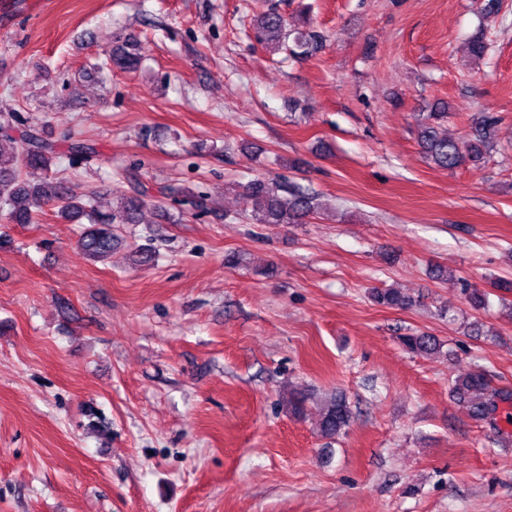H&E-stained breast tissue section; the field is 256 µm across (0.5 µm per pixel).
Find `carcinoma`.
Instances as JSON below:
<instances>
[{
    "label": "carcinoma",
    "mask_w": 512,
    "mask_h": 512,
    "mask_svg": "<svg viewBox=\"0 0 512 512\" xmlns=\"http://www.w3.org/2000/svg\"><path fill=\"white\" fill-rule=\"evenodd\" d=\"M258 39L273 48L283 44L288 20L277 10L270 9L254 19ZM468 53L482 58L488 50L487 33L481 32L467 43ZM140 53L121 48L113 53L112 63L124 70L138 67ZM444 112H429L417 123V140L427 158L444 169H455L468 161L478 162L490 147L497 118L485 114L475 130L474 140L466 146L441 131ZM0 135L19 143L20 152L0 150V209L5 211L10 224H34L43 206L58 205V214L74 223L85 217L94 228L78 240L81 253L93 260H103L112 253V225L137 224L146 206L142 195L134 193L122 197L120 210L109 213L98 211L92 202L75 200L65 181L51 178L48 172L59 158L53 142L45 139L32 124L16 121L11 112H0ZM243 189L255 201L254 220L258 224H301L319 208L317 196L300 185L273 182L264 176L247 182ZM372 301L390 308L405 309L412 300L394 288H372ZM401 346L410 354L430 357L442 348L437 337L428 333L410 332L398 336ZM452 391L456 398L478 420L492 418L502 404L512 403V391L495 389L483 371H474L454 381ZM308 395L294 392L288 400V412L296 417L306 416ZM352 419V410L346 399L336 394L327 398L319 411L316 431L334 438L345 433Z\"/></svg>",
    "instance_id": "carcinoma-1"
}]
</instances>
